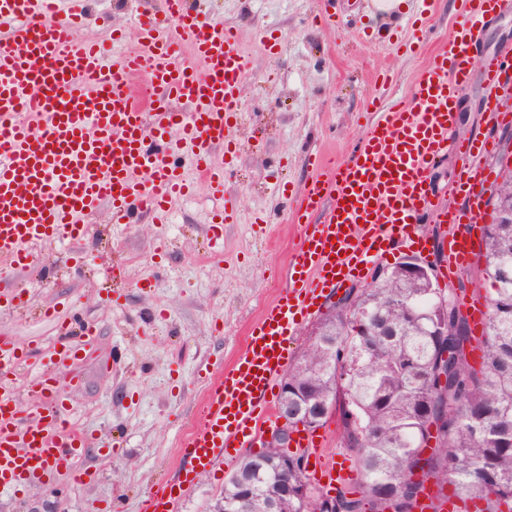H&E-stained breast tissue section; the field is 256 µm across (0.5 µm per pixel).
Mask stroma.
Masks as SVG:
<instances>
[{
  "mask_svg": "<svg viewBox=\"0 0 512 512\" xmlns=\"http://www.w3.org/2000/svg\"><path fill=\"white\" fill-rule=\"evenodd\" d=\"M159 2L84 0L78 37L111 44L113 28ZM189 2L237 28L253 65L235 132L236 175L223 196L238 221L225 225L221 250H212L211 212L223 198L187 163L195 196L174 202L166 223L147 216L118 225L104 208L90 217L84 242L39 247L40 262L19 272L0 264V288L26 300L20 310L0 307V336L36 354L6 385L24 409L42 412L47 404L28 384L39 370L55 371L69 422L90 439L76 465L94 475L77 483L61 470L51 484L0 491V512H146L150 494L181 463L180 442L207 380L242 353L249 328L288 285L301 228L288 218L277 186L296 192L311 182L312 153L345 162L382 112L411 102L415 78L463 20L460 0H430L424 42L405 54L394 38L406 35L417 0H406L407 12L393 19L381 18L372 0ZM319 5L335 14V25L312 22ZM455 131L500 146L512 138V128L498 127L484 107L479 67L461 93ZM262 213L281 221L258 236L252 221ZM74 317L97 334V358L65 365L59 336ZM246 454L229 449L185 492L180 512H209Z\"/></svg>",
  "mask_w": 512,
  "mask_h": 512,
  "instance_id": "35a3bbf8",
  "label": "stroma"
}]
</instances>
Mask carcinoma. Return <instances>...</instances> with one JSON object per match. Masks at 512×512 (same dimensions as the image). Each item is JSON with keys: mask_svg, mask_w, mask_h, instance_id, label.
Wrapping results in <instances>:
<instances>
[{"mask_svg": "<svg viewBox=\"0 0 512 512\" xmlns=\"http://www.w3.org/2000/svg\"><path fill=\"white\" fill-rule=\"evenodd\" d=\"M490 218L485 266L470 275L477 288L492 285L481 337L458 296L444 306L415 283L383 282L348 289L328 318L330 334L305 343L289 366L288 400L310 416L303 430L329 421L319 409L326 397L340 414L359 479L339 491L336 512H413L429 480L434 510L451 485L456 496L485 501L483 512H512V280L494 275L497 265L512 268V224L495 211ZM283 453L246 457L221 498L235 512H249L256 496L277 512H316L313 502L301 506L300 459L288 456L285 474L276 464Z\"/></svg>", "mask_w": 512, "mask_h": 512, "instance_id": "carcinoma-1", "label": "carcinoma"}]
</instances>
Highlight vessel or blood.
<instances>
[{
  "label": "vessel or blood",
  "instance_id": "1",
  "mask_svg": "<svg viewBox=\"0 0 512 512\" xmlns=\"http://www.w3.org/2000/svg\"><path fill=\"white\" fill-rule=\"evenodd\" d=\"M82 0H0V258L15 268L37 259V245L66 238L81 242L88 219L102 202L112 221L162 217L173 197L189 193L175 157L188 153L213 193L223 194L234 169L225 155L237 152L243 82L251 70L231 28L190 10L186 0H162L160 13L133 19L137 47L109 55L79 43ZM464 22L418 75L413 104L383 113L354 156L321 166L295 200L294 223L303 227L290 261L289 283L249 329L242 353L205 391L195 433L181 442L185 464L176 483L160 489L152 512H177L186 489L223 461L227 449L246 446L270 415L276 380L291 359L300 326L365 266L397 245L425 249L419 230L427 221L447 223L443 243L449 274L478 255L475 235L488 181L479 164L493 142L456 136L455 112L470 77L469 51L487 18L512 11V0H462ZM188 43L193 61L178 48ZM512 77V60L487 56L481 81L485 103L498 123L512 115L498 109L499 91ZM454 150L462 160L457 190L467 201L451 209L433 202L426 173ZM325 209L321 223L309 216ZM96 338L83 334L66 344L68 360H91ZM28 350L0 336V486L21 490L34 478L71 471L87 436L69 430L67 407L51 371L35 375L30 391L51 402L46 417L26 420L19 402L2 387ZM68 430L67 438L48 427ZM313 475L333 487L348 477L327 460L315 436H301Z\"/></svg>",
  "mask_w": 512,
  "mask_h": 512
}]
</instances>
